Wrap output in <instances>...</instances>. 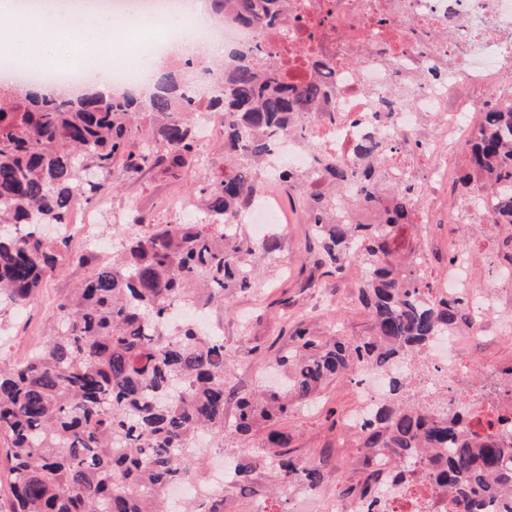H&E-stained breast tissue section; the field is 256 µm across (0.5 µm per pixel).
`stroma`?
<instances>
[{
  "label": "stroma",
  "mask_w": 512,
  "mask_h": 512,
  "mask_svg": "<svg viewBox=\"0 0 512 512\" xmlns=\"http://www.w3.org/2000/svg\"><path fill=\"white\" fill-rule=\"evenodd\" d=\"M208 153L210 163L205 167L180 169L168 158L156 168L124 176L99 204L103 211L99 235L112 238L137 217L148 225L183 223L185 217L174 208V201L187 198L192 182L209 177L224 165L219 144H211ZM277 196L286 222L275 230L279 237L275 257L255 251L252 260L261 271L255 287L232 295L223 306L211 310L213 319L224 324L229 384L239 393L257 389L277 351L293 346L294 328L305 329L322 342L372 332V322L357 300L361 279L350 267L340 275L329 273L317 252L309 248V226L297 195L282 189ZM505 234V229L492 233L480 224H426L417 229L410 246L430 251L429 276L433 279L447 273L453 248L467 246L474 255L467 270L468 283L478 292L486 284L489 269L505 259L500 253L490 260L483 253ZM86 255L85 262L65 263L51 274L24 309L0 310V369L22 362L38 346L53 316L54 302L96 272L100 261L94 250H87ZM462 351L471 382L484 384L487 400L495 401L501 384L484 383L483 372L494 364L504 378H512V338L467 340ZM354 406L352 386L348 380L337 379L323 388L315 406L299 408L278 423L289 437L291 455L319 461L329 472V479L314 492L299 485L283 487L276 471L261 462L258 441H225V462L232 466L250 462L254 470L247 482L225 488L224 512H336V500L355 484L364 454L359 439H352L345 448L336 438L342 416Z\"/></svg>",
  "instance_id": "1"
}]
</instances>
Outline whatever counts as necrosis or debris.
I'll use <instances>...</instances> for the list:
<instances>
[{
    "mask_svg": "<svg viewBox=\"0 0 512 512\" xmlns=\"http://www.w3.org/2000/svg\"><path fill=\"white\" fill-rule=\"evenodd\" d=\"M136 26L144 38L135 47L139 62L107 68L97 56L80 69L30 68L26 74L50 84L75 88L86 75L107 71L114 89L142 85L150 76L143 64L155 59L177 62L190 55L193 21L186 0H139ZM288 23L260 29L224 16V53L260 46L291 84L317 80L327 96L311 120L300 123L280 144L278 164L261 165L254 175L262 190L252 207L256 224H277L281 217L268 190L280 183L282 169L309 176V190L324 189L317 175L314 150L346 163L355 160V143L367 136L389 150L387 187L424 184L432 194L418 203L414 223H433L447 214L449 223L495 221V196L483 194L468 209L443 202L448 187L460 177L457 158L475 136L480 113L512 107V0H287ZM463 261L448 266L446 278L432 283L436 296L467 297L476 317L466 328L439 336L423 352L425 370L411 383L429 396L453 390L463 374L459 345L480 336H512V316H493L500 288L512 287V270L495 268L486 289L472 293ZM352 386L358 405L346 421L359 429L375 408L384 387L380 375L361 370ZM467 426L512 443V419L501 421L499 404L484 405L481 388H470L458 401ZM388 468L384 453H374L370 471L378 475L374 496L354 494L338 503L337 512H453L446 493L423 476L395 487L383 482Z\"/></svg>",
    "mask_w": 512,
    "mask_h": 512,
    "instance_id": "1",
    "label": "necrosis or debris"
}]
</instances>
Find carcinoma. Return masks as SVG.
Masks as SVG:
<instances>
[{
    "label": "carcinoma",
    "mask_w": 512,
    "mask_h": 512,
    "mask_svg": "<svg viewBox=\"0 0 512 512\" xmlns=\"http://www.w3.org/2000/svg\"><path fill=\"white\" fill-rule=\"evenodd\" d=\"M285 2L211 0V12L220 23L230 11L269 28L284 21ZM262 55L248 47L226 64L199 69L213 81L206 101L187 94L193 84L182 71L159 77L147 96L104 95L88 85L77 102L38 83H0V305L26 306L64 258H79L60 255L41 226L66 224L76 206L111 193L130 143L139 142V151L123 164L126 172L155 167L165 153L192 158L200 117L216 111L228 151L224 169L195 188L201 221L123 231L112 262L57 303L42 346L0 371V459L11 512H166L165 488L209 483L193 448L198 433L220 443L229 435L249 440L259 425L315 404L327 381L357 369L387 381L386 398L361 430L365 447L392 457L388 483L408 482L420 461L454 508L480 512L494 504L512 512V445L466 429L450 400L433 409L403 402L407 357L471 322L473 311L462 297L431 295L404 259L417 192L399 187L382 207L378 140L355 144L356 159L366 163L359 171L316 154L331 190L304 200L322 262L341 273L354 258L369 270L359 301L372 335L322 344L295 329L296 346L273 363L282 385L238 398L228 425L224 337L190 322L168 323L176 307L220 306L251 288L255 249L240 224L259 190L251 168L274 159L275 145L326 95L316 82L288 87L274 65L260 62ZM465 155L496 190L497 224L511 225L512 109L485 113ZM358 204L380 209L381 223L338 217ZM263 447L283 481L312 491L324 483L320 465L282 452L288 437L279 429L269 428ZM223 504L204 493L183 512H222Z\"/></svg>",
    "instance_id": "carcinoma-1"
}]
</instances>
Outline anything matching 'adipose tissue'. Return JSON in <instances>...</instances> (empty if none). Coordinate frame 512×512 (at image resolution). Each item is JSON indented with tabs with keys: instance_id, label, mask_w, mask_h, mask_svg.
Wrapping results in <instances>:
<instances>
[{
	"instance_id": "adipose-tissue-1",
	"label": "adipose tissue",
	"mask_w": 512,
	"mask_h": 512,
	"mask_svg": "<svg viewBox=\"0 0 512 512\" xmlns=\"http://www.w3.org/2000/svg\"><path fill=\"white\" fill-rule=\"evenodd\" d=\"M0 15L9 20L0 29V45L30 63L60 66L89 56H127L124 37L106 13L48 19L21 13L18 0H0Z\"/></svg>"
}]
</instances>
